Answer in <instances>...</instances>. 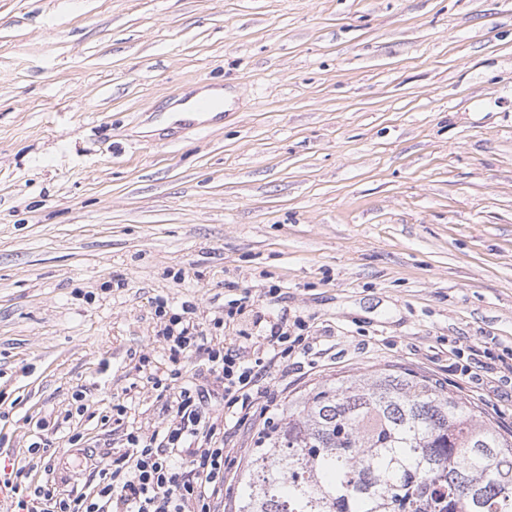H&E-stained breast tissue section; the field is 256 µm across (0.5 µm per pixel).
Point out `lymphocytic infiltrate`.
Segmentation results:
<instances>
[{
	"label": "lymphocytic infiltrate",
	"mask_w": 512,
	"mask_h": 512,
	"mask_svg": "<svg viewBox=\"0 0 512 512\" xmlns=\"http://www.w3.org/2000/svg\"><path fill=\"white\" fill-rule=\"evenodd\" d=\"M169 322L178 328L170 348L173 368L155 380L172 401L162 440L153 444L128 433L119 457L96 464V489L90 493L31 485L28 466H13L8 483L19 496L20 512H26L31 496L43 504V512H220L224 451L211 445L218 427L205 416L204 392L179 385L178 363L190 353L206 357L224 379L225 408L240 411L250 407L262 373L225 360L195 319L176 313Z\"/></svg>",
	"instance_id": "obj_1"
}]
</instances>
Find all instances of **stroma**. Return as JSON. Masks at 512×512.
Masks as SVG:
<instances>
[{"mask_svg": "<svg viewBox=\"0 0 512 512\" xmlns=\"http://www.w3.org/2000/svg\"><path fill=\"white\" fill-rule=\"evenodd\" d=\"M217 86L223 122L161 138ZM186 308L248 364L305 326L238 418L180 362L225 504L289 400L345 375L409 369L512 430V0H0V463L44 439L33 484L85 489L161 431Z\"/></svg>", "mask_w": 512, "mask_h": 512, "instance_id": "obj_1", "label": "stroma"}]
</instances>
